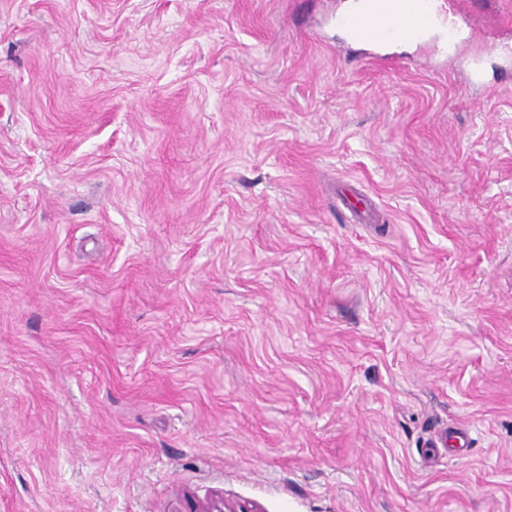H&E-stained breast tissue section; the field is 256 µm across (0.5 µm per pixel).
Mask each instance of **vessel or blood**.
Instances as JSON below:
<instances>
[{
	"label": "vessel or blood",
	"mask_w": 512,
	"mask_h": 512,
	"mask_svg": "<svg viewBox=\"0 0 512 512\" xmlns=\"http://www.w3.org/2000/svg\"><path fill=\"white\" fill-rule=\"evenodd\" d=\"M436 0H371L363 12L337 14V26L354 41L376 44L420 42L433 29Z\"/></svg>",
	"instance_id": "1"
}]
</instances>
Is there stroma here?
<instances>
[{
    "mask_svg": "<svg viewBox=\"0 0 512 512\" xmlns=\"http://www.w3.org/2000/svg\"><path fill=\"white\" fill-rule=\"evenodd\" d=\"M349 2L0 0V512H512V0ZM365 12H341L336 25L356 42H421L433 29L437 0H371Z\"/></svg>",
    "mask_w": 512,
    "mask_h": 512,
    "instance_id": "stroma-1",
    "label": "stroma"
}]
</instances>
